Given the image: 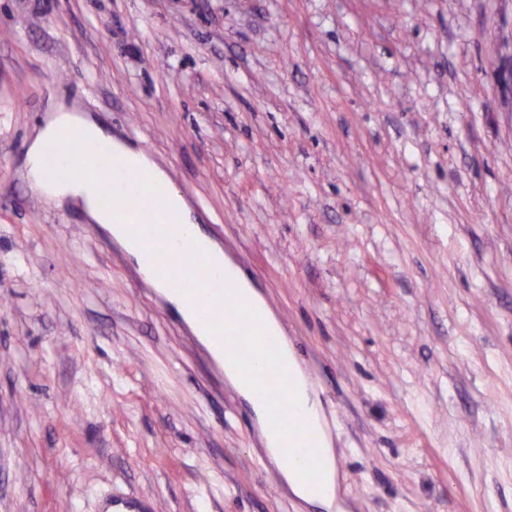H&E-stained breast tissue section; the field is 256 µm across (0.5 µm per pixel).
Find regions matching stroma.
I'll return each instance as SVG.
<instances>
[{
  "label": "stroma",
  "instance_id": "stroma-1",
  "mask_svg": "<svg viewBox=\"0 0 512 512\" xmlns=\"http://www.w3.org/2000/svg\"><path fill=\"white\" fill-rule=\"evenodd\" d=\"M55 101L245 263L344 512H512V0H0V512H325L108 230L31 188ZM253 409L256 413L257 419L259 423H263L264 428L266 430L265 438H266V444H267V451L269 452L272 459L277 463L278 468L288 484V487L292 491V493L307 502H318L321 505H323L326 509H331L334 506V503L336 502L337 497V479H336V469L334 467L333 462V449L330 447L329 440L327 436H325L320 422H319V415L313 416L317 425L318 430V448L320 449L323 457V467L325 471V483L322 488L321 496L318 498H313L308 488L298 479L297 473L295 469L288 467L285 465L281 458L278 451L279 448V440L278 437L270 432L267 428L266 424V413L264 410L254 405Z\"/></svg>",
  "mask_w": 512,
  "mask_h": 512
}]
</instances>
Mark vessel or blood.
Listing matches in <instances>:
<instances>
[{
    "instance_id": "obj_1",
    "label": "vessel or blood",
    "mask_w": 512,
    "mask_h": 512,
    "mask_svg": "<svg viewBox=\"0 0 512 512\" xmlns=\"http://www.w3.org/2000/svg\"><path fill=\"white\" fill-rule=\"evenodd\" d=\"M57 154L66 159L64 175L70 179L94 181L97 185L98 203L112 210L126 239L139 242L148 262L155 272L177 273L185 259V249L191 239V227L172 220L160 213L159 198L152 189H145L135 206L129 209L114 205L113 187L117 182L137 179L147 181L146 172H136L121 155L108 146L86 150L77 128H68L65 135L52 143Z\"/></svg>"
}]
</instances>
